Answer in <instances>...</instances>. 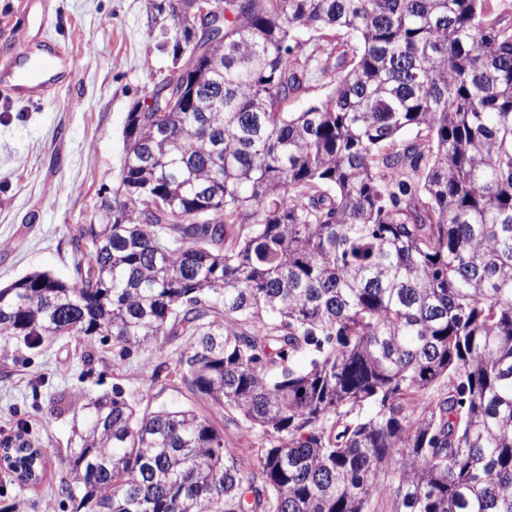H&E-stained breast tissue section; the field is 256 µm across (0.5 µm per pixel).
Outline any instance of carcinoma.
I'll return each mask as SVG.
<instances>
[{
    "label": "carcinoma",
    "mask_w": 512,
    "mask_h": 512,
    "mask_svg": "<svg viewBox=\"0 0 512 512\" xmlns=\"http://www.w3.org/2000/svg\"><path fill=\"white\" fill-rule=\"evenodd\" d=\"M148 4L158 110L128 112L72 281L0 288V361L183 336L153 382L236 413L253 471L208 416L114 386L70 410L63 455L19 424L18 482L59 466L84 512H373L375 490L388 512H512V5L220 0L205 71L181 48L214 22ZM314 70L328 94L287 111Z\"/></svg>",
    "instance_id": "1"
}]
</instances>
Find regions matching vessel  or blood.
Wrapping results in <instances>:
<instances>
[{
  "instance_id": "b4317fda",
  "label": "vessel or blood",
  "mask_w": 512,
  "mask_h": 512,
  "mask_svg": "<svg viewBox=\"0 0 512 512\" xmlns=\"http://www.w3.org/2000/svg\"><path fill=\"white\" fill-rule=\"evenodd\" d=\"M0 53L7 58L0 67V91L16 98L43 96L61 86L74 67L72 53L50 42L32 48L8 42Z\"/></svg>"
}]
</instances>
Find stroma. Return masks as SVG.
Masks as SVG:
<instances>
[{
  "instance_id": "stroma-1",
  "label": "stroma",
  "mask_w": 512,
  "mask_h": 512,
  "mask_svg": "<svg viewBox=\"0 0 512 512\" xmlns=\"http://www.w3.org/2000/svg\"><path fill=\"white\" fill-rule=\"evenodd\" d=\"M147 0H48L45 37L76 59L71 80L34 101L0 97V287L33 272L71 280L72 236L98 224L102 200L117 188L128 112L144 101L169 65L146 15ZM179 338L120 358L111 346L86 351L62 336L23 362L0 367V440L25 423L32 444L65 449L69 420L51 415L59 395L120 386L149 395V409L184 404L173 387L151 380L174 364Z\"/></svg>"
}]
</instances>
